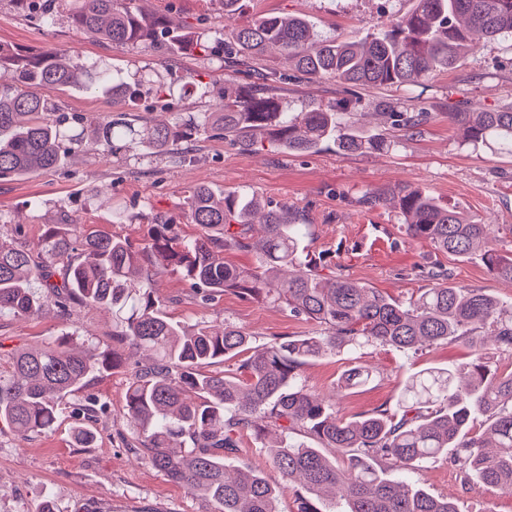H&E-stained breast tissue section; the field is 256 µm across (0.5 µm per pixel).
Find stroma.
<instances>
[{
    "mask_svg": "<svg viewBox=\"0 0 512 512\" xmlns=\"http://www.w3.org/2000/svg\"><path fill=\"white\" fill-rule=\"evenodd\" d=\"M147 6L192 30L224 25L220 0H148ZM409 8L408 0H251L246 14L298 15L321 35L355 40ZM0 42L31 52L59 46L78 63L102 59L124 71L154 70L176 86L190 88L167 110L155 108L153 97L147 95L116 104L85 91L49 90V97L58 100L63 111L80 113L90 122L152 117L171 124L213 111L224 89L222 72L201 56L166 49L140 53L88 39L76 34L62 17L53 27L42 28L29 21L14 0H0ZM259 67L286 74L280 96L289 111L324 107L342 97L334 82L288 77L289 66L279 54L263 57ZM505 101L512 102V39L483 40L459 68L435 75L425 84L361 92L354 112L344 119L382 129L392 142L386 152L340 155L323 149L296 154L267 143L244 151L204 135L192 145L182 144L163 154L136 147L116 157L100 151L77 155L55 168L0 180V225L19 227L21 237L34 244L52 224L65 231L75 226L100 230L140 243L152 225L170 220L179 224L182 236L191 238L197 227L184 220V197L188 187L202 183L217 192L254 193L272 204L304 211L310 226L305 241L310 255L345 267L351 278L395 298L406 300L427 288V281L411 270L432 261L450 269L456 283L510 301L512 283L493 278L479 259L446 255L409 239L395 209L367 210L356 204L367 190L409 183L475 220L512 225V156L463 144L448 119L466 103L491 111ZM393 102L405 112L427 113L417 134L405 136L382 125L380 114ZM156 295L168 317L187 325L227 320L260 339L322 332L315 322L232 293L202 304L176 275L160 278ZM61 336L77 345H111L112 316L77 304L67 319L49 311L29 318L0 315L1 358L13 349ZM468 358V346L454 341L417 353L367 347L361 360L377 376L346 392L339 404L341 413L355 418L382 407L395 408L411 375L452 367ZM347 365L346 356H326L305 368L302 382L310 391L328 392ZM127 383V371L117 369L90 386V394L107 407L93 424L92 447L80 448L74 441L79 402L75 396L62 401L45 434L29 440L0 435V512H34L45 498L54 512H205L202 500L123 447L121 438L130 432L123 418ZM417 478L430 492L456 501L460 512H512V491L469 489L446 460L423 463Z\"/></svg>",
    "mask_w": 512,
    "mask_h": 512,
    "instance_id": "stroma-1",
    "label": "stroma"
}]
</instances>
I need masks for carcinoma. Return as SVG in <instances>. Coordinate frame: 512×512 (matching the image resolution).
Here are the masks:
<instances>
[{
  "instance_id": "carcinoma-1",
  "label": "carcinoma",
  "mask_w": 512,
  "mask_h": 512,
  "mask_svg": "<svg viewBox=\"0 0 512 512\" xmlns=\"http://www.w3.org/2000/svg\"><path fill=\"white\" fill-rule=\"evenodd\" d=\"M40 27L58 14L81 34L149 52L161 45L197 48L224 68V57L252 63L277 49L300 76L327 79L347 94L358 89L401 87L456 69L473 36L512 34V0H412L411 10L357 41L324 37L294 16H260L231 34L235 52L220 51L209 32H186L167 16L147 11L141 0H14ZM0 62L13 71L0 83V180L57 167L71 153H115L141 146L160 153L209 131L251 150L266 140L294 153L323 147L339 154L380 152L388 139L344 122L334 105L288 114L275 94L288 76L258 73L261 89L224 84L217 112L181 124L146 118L136 126L122 118L85 124L62 111L41 90L79 89L126 103L147 88L163 107L182 94L158 75L123 73L105 62L72 64L68 54L22 53L0 44ZM391 124L415 134L425 112H385ZM462 142L512 154V103L493 111L466 105L448 113ZM362 206L391 204L405 234L435 251L460 257L480 254L496 278L512 282V254L498 248L490 225L439 205L428 191L399 184L368 190ZM184 215L199 228L190 239L175 224H156L134 244L102 231L60 233L48 229L36 247L18 238L0 240V315L26 317L49 306L62 318L72 302L112 313L114 350L78 348L65 339L21 347L0 369V433L20 439L50 430L59 403L97 374L131 368L125 418L133 429L135 455L169 481L205 500L208 512H278V487L256 469L230 474L224 456L251 435L266 448L284 481L297 485L298 512H324L326 498L344 501L337 512H459L457 504L412 480L421 464L442 458L472 488L512 490V371L490 369L486 338L512 358V303L480 288L459 286L447 268L426 263L413 272L433 286L407 301L393 298L305 257L310 225L298 210L271 207L257 196L204 184L187 190ZM255 255L249 267L224 254ZM177 272L205 302L227 293L277 305L295 318L323 327L314 337L276 336L257 343L230 322L185 326L168 318L154 288ZM460 340L470 348L458 368L425 369L399 395L401 417L385 410L355 419L340 414L336 399L320 397L301 382L309 363L367 346L399 351ZM239 358L237 372L213 366ZM356 362L338 390L370 381ZM483 430L471 432L476 417ZM305 436L302 442L295 436ZM332 448L343 464L328 457ZM397 472L394 478L389 472Z\"/></svg>"
}]
</instances>
